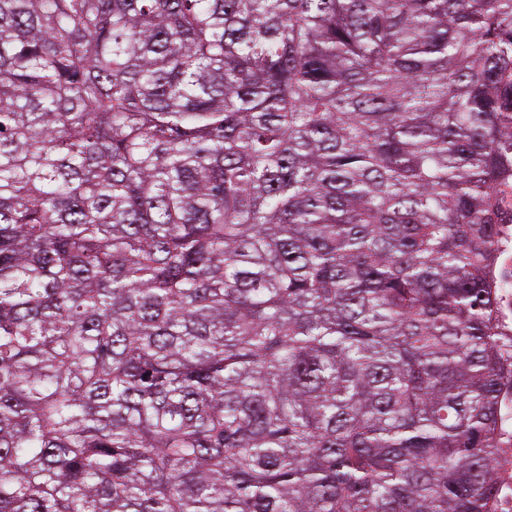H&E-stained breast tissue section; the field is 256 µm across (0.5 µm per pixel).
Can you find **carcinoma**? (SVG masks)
<instances>
[{
  "instance_id": "cac0c4a2",
  "label": "carcinoma",
  "mask_w": 512,
  "mask_h": 512,
  "mask_svg": "<svg viewBox=\"0 0 512 512\" xmlns=\"http://www.w3.org/2000/svg\"><path fill=\"white\" fill-rule=\"evenodd\" d=\"M512 0H0V512H490Z\"/></svg>"
}]
</instances>
